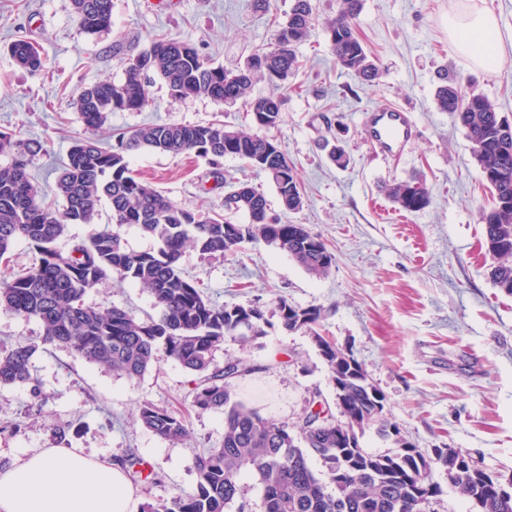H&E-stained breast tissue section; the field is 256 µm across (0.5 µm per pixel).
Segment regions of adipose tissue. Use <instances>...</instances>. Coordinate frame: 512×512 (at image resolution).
Returning <instances> with one entry per match:
<instances>
[{"label":"adipose tissue","instance_id":"1","mask_svg":"<svg viewBox=\"0 0 512 512\" xmlns=\"http://www.w3.org/2000/svg\"><path fill=\"white\" fill-rule=\"evenodd\" d=\"M448 37L477 68H502L494 15L461 7L448 16ZM133 505L124 473L76 448H45L0 471V512H134Z\"/></svg>","mask_w":512,"mask_h":512}]
</instances>
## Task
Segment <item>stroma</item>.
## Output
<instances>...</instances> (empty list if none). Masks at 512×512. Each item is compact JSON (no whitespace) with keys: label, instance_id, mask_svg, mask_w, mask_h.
Returning a JSON list of instances; mask_svg holds the SVG:
<instances>
[{"label":"stroma","instance_id":"stroma-1","mask_svg":"<svg viewBox=\"0 0 512 512\" xmlns=\"http://www.w3.org/2000/svg\"><path fill=\"white\" fill-rule=\"evenodd\" d=\"M458 2L364 0L356 26L381 72L367 86L338 68L331 51L326 24L341 0H313L301 67L277 92L282 122L269 135L295 165L304 192L290 221L318 233L335 257L327 276L310 275L260 240L227 258L186 250L181 267L219 304L256 303L268 314L281 298L323 307L320 332L360 363L409 440L424 451L461 449L488 473L512 477V295L488 277L492 259L478 210L490 204V191L464 130L434 103L445 69L512 118V0H479L497 18L507 59L496 74L476 69L449 42L446 21ZM293 4L113 0L112 31L91 36L77 25L71 0H0V131L43 143L30 174L51 189L73 138L83 132L73 105L78 86L121 81L125 61L162 34L190 41L211 63L243 64L274 46L275 23ZM20 37L41 47V75L20 69L7 53ZM388 105L409 109L418 135L402 155L384 159L368 146L363 121L366 112ZM215 120L250 124L244 103L174 98L158 80L143 110L110 114L98 137L108 144L119 129ZM337 137L350 156L344 168L324 147ZM130 164L179 205L223 209L214 167L194 152L143 149L131 154ZM413 179L425 183L430 205L415 214L395 210L385 187ZM84 300L140 319L154 312L148 292L116 280L88 290ZM224 351L251 365L235 383L237 396L264 416L292 421L315 392L334 400L327 366L304 332L275 327L245 346L226 341ZM34 375L37 385L0 387V470L44 448H78L114 463L132 449L154 473L133 486L140 505L191 491L195 455L224 438L223 414L197 411L189 373L166 358L128 380L51 347L35 358ZM143 401L182 415L190 440L172 445L135 424Z\"/></svg>","mask_w":512,"mask_h":512}]
</instances>
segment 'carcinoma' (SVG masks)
Here are the masks:
<instances>
[{"label":"carcinoma","mask_w":512,"mask_h":512,"mask_svg":"<svg viewBox=\"0 0 512 512\" xmlns=\"http://www.w3.org/2000/svg\"><path fill=\"white\" fill-rule=\"evenodd\" d=\"M72 6L84 33L112 30L113 0H72ZM362 6V0H343L327 32L340 69L371 83L379 79L380 70L356 31ZM312 20V0H295L287 21L279 26L274 48L254 55L244 67L230 69L212 65L188 41L160 35L129 59L122 81L79 88L75 106L84 133L67 152L51 200L29 173L32 159L43 151L42 143L21 142L0 132V155L11 156L8 165L0 166V258L20 241L38 254L32 266L0 277V309L32 318L41 326L37 342L0 345V386L31 382L34 357L47 346L67 348L129 380L142 377L162 356L194 376L192 405L224 413V439L194 457L197 483L192 491L146 503L141 512H224L239 498V477L245 471L261 485L260 512H435L431 505L442 494L432 476L436 466L447 472L451 487L477 512H512V498H501L494 478L479 469L477 461L464 468L456 465L461 449L445 453L436 448L429 455L401 430L389 435V418L377 425L370 422L367 416L375 409L376 387L347 379L339 419L316 392L304 416L292 424L268 419L237 399L234 383L251 367L240 358L221 363L216 354L229 339L248 343L265 336L273 323L255 303L249 307L258 313L257 324L240 317L246 306L217 304L205 297L181 270L185 250L226 257L245 243L262 240L317 277L329 274L334 255L305 225H286L270 215L264 194L247 182H237L225 195L224 213L193 211L141 180L129 166V154L141 149L174 155L192 151L214 165L224 157L236 158L272 182L284 211L299 210L302 188L295 167L279 145L262 134L281 123L280 101L273 94L253 97L251 90L257 77L278 89L299 69L297 48ZM8 52L33 76L45 66L38 45L27 38L13 40ZM151 73L174 97L205 96L217 105L244 100L256 131L234 129L220 121L169 122L118 130L113 133L115 144L102 146L96 132L111 113L137 112L148 104ZM441 81L436 107L450 113L465 130L474 160L493 191L492 205L478 212L487 251L494 259L489 277L494 287L512 295V123L500 116L487 96L464 91L457 78L444 74ZM386 193L408 213L430 204L429 191L420 181L395 183ZM104 203L111 210L110 224L94 229L68 253L59 251L56 243L68 225L95 223ZM239 212L247 223L235 221ZM125 225L155 240L158 249H127L120 234ZM112 278L146 289L157 315L141 320L115 305L84 303L87 290ZM275 315L282 329L314 337L324 310L280 299ZM136 421L172 444L191 437L181 415L148 401L138 405ZM373 425L396 450L374 454L361 447L359 435ZM345 430L351 432V447L336 443V434ZM311 456L320 460L321 472L309 466ZM120 463L135 483L153 476L134 451H128ZM418 483L433 489L421 507L412 494Z\"/></svg>","instance_id":"carcinoma-1"}]
</instances>
